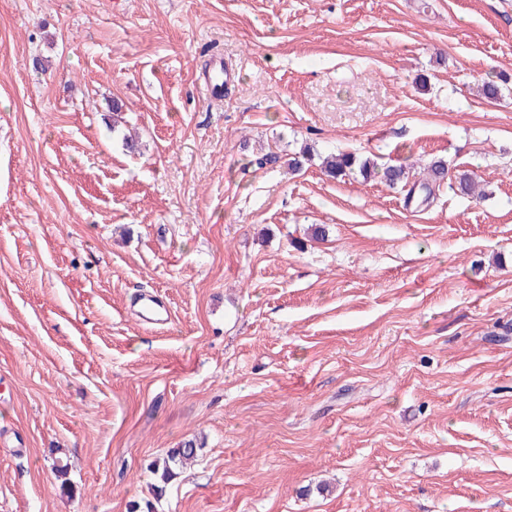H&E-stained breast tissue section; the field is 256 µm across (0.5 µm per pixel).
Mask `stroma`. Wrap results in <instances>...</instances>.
<instances>
[{
	"instance_id": "stroma-1",
	"label": "stroma",
	"mask_w": 512,
	"mask_h": 512,
	"mask_svg": "<svg viewBox=\"0 0 512 512\" xmlns=\"http://www.w3.org/2000/svg\"><path fill=\"white\" fill-rule=\"evenodd\" d=\"M135 502L512 512V0H0V512ZM224 75V80H230L231 70L224 68V61L221 57H215L210 68L200 76V85L206 95L212 100H220L224 94V85L219 77ZM324 162L325 170L332 178L344 176L347 171H353L356 167L364 179L370 178L372 173L380 174L381 178L392 187L401 183L405 185L414 177L406 167L386 166L378 169L373 163L371 164L370 160L359 162L355 154L348 152L331 154ZM140 303L139 313L145 322L157 326H163L169 322V311L162 300L148 295L142 298ZM163 311L166 313V318H164ZM200 448L193 441L185 442L179 448H173L163 457L157 458L152 464L155 482L150 484L154 497L163 495L167 485L180 474L183 466L198 454ZM56 451L57 454L51 458V470L56 481L59 483L60 490L68 494H72L74 492V485L69 477L70 466L68 457L60 448H57Z\"/></svg>"
}]
</instances>
